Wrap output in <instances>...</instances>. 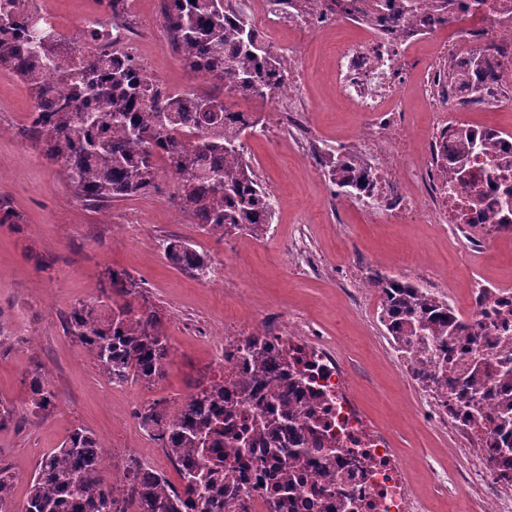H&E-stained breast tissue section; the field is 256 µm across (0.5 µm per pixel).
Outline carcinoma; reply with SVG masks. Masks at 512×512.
<instances>
[{
  "mask_svg": "<svg viewBox=\"0 0 512 512\" xmlns=\"http://www.w3.org/2000/svg\"><path fill=\"white\" fill-rule=\"evenodd\" d=\"M126 0H99L100 14L84 38H73L47 21L37 0H0V69L20 79L33 101L20 136L36 145L47 163L58 167L84 204L102 205L147 194L157 188L159 164L173 180L172 206L205 232L220 238L234 231L258 238L267 232L275 199L258 182L245 156L243 135L261 118L234 110L224 95L267 99L285 82L288 62L273 56L261 32L242 13L219 0H163L162 24L168 45L196 76L210 83L201 95L189 89L172 93L151 80L133 56H111L90 49L100 31L115 41L133 32ZM336 15L376 21L392 34L406 28H431L446 21L457 0H327ZM482 75L478 68L448 73V83L468 84ZM206 102L223 105L219 112ZM494 132L459 138L455 160L489 158L494 171L512 165L497 152ZM330 179L351 197L374 179L371 163L359 152L340 153ZM168 260L195 277L206 276L209 259L193 244L166 241ZM374 288L384 291L382 321L391 336H409L423 351L442 348L457 323L448 304L406 281L374 274ZM101 299L80 303L66 316V328L88 351L109 380L155 383L165 376L170 346L157 311L139 299L137 283L112 270L101 282ZM255 368L241 390L265 385L279 364L263 356L259 338L245 342ZM30 406L36 413L54 408L56 394L38 368L30 372ZM303 383L283 371L272 399L284 408L264 411L262 427L305 441L293 427V404ZM241 401L224 396V380L199 382L175 409L162 398L138 413L141 428L177 461L181 487L138 468L123 465V481L112 485L96 435L77 427L60 448L47 454L32 476L26 512H224V437L232 429ZM494 421L512 425V399L494 408ZM13 476L0 466V510L10 502Z\"/></svg>",
  "mask_w": 512,
  "mask_h": 512,
  "instance_id": "cac0c4a2",
  "label": "carcinoma"
}]
</instances>
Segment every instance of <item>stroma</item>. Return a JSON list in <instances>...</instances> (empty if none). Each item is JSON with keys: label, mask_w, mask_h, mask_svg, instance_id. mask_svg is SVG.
I'll list each match as a JSON object with an SVG mask.
<instances>
[{"label": "stroma", "mask_w": 512, "mask_h": 512, "mask_svg": "<svg viewBox=\"0 0 512 512\" xmlns=\"http://www.w3.org/2000/svg\"><path fill=\"white\" fill-rule=\"evenodd\" d=\"M58 29L83 34V19L96 17L97 0H43ZM139 40L137 58L153 81L177 90L192 85L180 58L167 44L160 0H126ZM360 27L333 21L320 31H283L280 41L302 58L305 120L324 157L355 148L361 113L352 111L331 85L336 43L360 40ZM236 109L261 116L264 131L246 135L244 150L264 187L278 196L267 234L219 238L189 223L170 203L173 182L160 171L158 187L144 196L96 209L77 201L65 176L18 132L32 110L25 85L0 71V196L19 223L0 224V401L16 411L0 429V465L14 477L7 512L23 504L39 461L60 447L76 427L91 430L110 460L119 463L136 450L164 467L168 459L138 425L140 405L182 397L198 381L220 378L214 349L196 335L223 329L236 318L249 323L272 314L303 315L333 337L358 383L364 407L390 427L419 492L429 490L426 464L439 460L460 469L466 462L448 454V438L407 414L416 394L402 380L385 350L383 326L366 321L342 293L341 275L352 267L413 278L418 263L439 275L445 287H459L458 254L448 242L457 225L440 230L429 218L400 224L367 214L362 202L336 193L326 170L298 152L291 133L276 127L274 100H236ZM183 238L224 265L232 291L208 284L172 265L160 247ZM302 239L305 249L335 271L315 277L297 270L288 248ZM128 272L162 317L171 355L162 380L133 383L124 394L112 385L89 353L70 336L65 315L80 303L96 301L107 270ZM42 368L57 399L48 413L32 414L28 374Z\"/></svg>", "instance_id": "stroma-1"}]
</instances>
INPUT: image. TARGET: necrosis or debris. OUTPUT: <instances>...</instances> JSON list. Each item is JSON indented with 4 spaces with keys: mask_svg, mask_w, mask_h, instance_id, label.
<instances>
[{
    "mask_svg": "<svg viewBox=\"0 0 512 512\" xmlns=\"http://www.w3.org/2000/svg\"><path fill=\"white\" fill-rule=\"evenodd\" d=\"M502 2L468 0L455 16L450 39L438 42L437 55L417 87L429 119L420 133L423 149L415 157L397 148L406 131L400 110L391 108L389 101L401 92L414 65L412 46L435 40L436 30L402 37L368 23L366 39L337 44L333 54V86L353 111L362 113L358 138L377 158L365 206L398 223L419 222L428 212L434 223L461 227L458 249L464 255L465 286L438 291L455 310L458 323L441 364L430 367L425 354L401 341L392 342L390 351L401 378L419 393L421 422L447 434L452 455L466 458L467 466L451 473L434 471L429 494L417 492L392 432L371 419L358 396L357 381L334 345L314 336L298 315L273 316L258 324L228 320L215 364L224 373L229 397L243 399L238 418L243 441L224 451V512H336L341 500L348 503L347 512H436L458 490L465 491L480 512H512V493L503 491L505 481L512 479V432L496 430L458 402L463 390L496 399L508 386L506 374H512V284L474 272L481 255L512 239L489 221L501 211L505 192L512 188V170L493 179L482 160H473L466 190L448 176L455 140L468 128L452 118L460 101L477 104L512 97V12L501 13ZM491 44L509 50L501 59L499 77L449 88V69L481 57ZM299 63V56L289 55L293 82L273 93L279 101L277 123L294 130L301 151L313 155L317 141L299 118ZM480 331L484 339L474 341ZM252 336L264 339L270 354L287 356L304 375L305 395L294 407L296 428L308 420L307 405H314L319 416L320 437L306 441L307 462L284 509L276 503L273 486L294 448L271 453V438L259 425L269 388L238 393L252 373L253 358L245 347Z\"/></svg>",
    "mask_w": 512,
    "mask_h": 512,
    "instance_id": "1",
    "label": "necrosis or debris"
}]
</instances>
